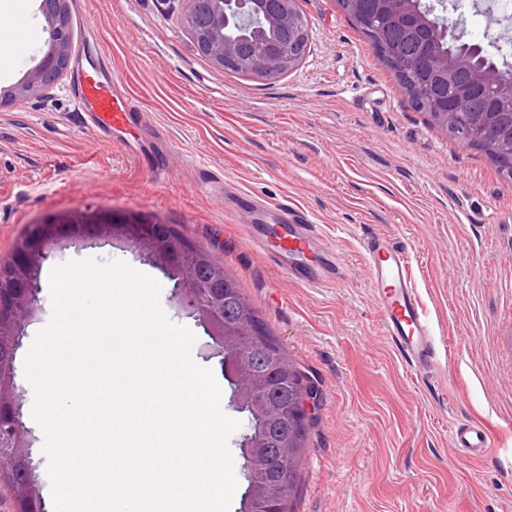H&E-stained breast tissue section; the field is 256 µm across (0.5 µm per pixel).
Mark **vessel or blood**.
<instances>
[{"instance_id": "b4317fda", "label": "vessel or blood", "mask_w": 512, "mask_h": 512, "mask_svg": "<svg viewBox=\"0 0 512 512\" xmlns=\"http://www.w3.org/2000/svg\"><path fill=\"white\" fill-rule=\"evenodd\" d=\"M119 73H85L74 97L75 111L86 114L103 136L122 131L134 121L139 108L122 92ZM267 224H248L246 243L260 251L288 277L305 284H317L339 276L336 255L325 246L316 225L297 206L284 204L270 213ZM362 250L372 279V297L383 329L401 357L417 371L434 366L433 327L421 307L417 288L402 246L390 237L371 234L363 238ZM452 445L468 449L471 456H483L491 438L477 424L457 426Z\"/></svg>"}]
</instances>
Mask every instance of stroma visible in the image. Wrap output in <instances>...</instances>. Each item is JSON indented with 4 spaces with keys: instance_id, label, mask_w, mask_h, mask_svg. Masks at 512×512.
I'll list each match as a JSON object with an SVG mask.
<instances>
[{
    "instance_id": "stroma-1",
    "label": "stroma",
    "mask_w": 512,
    "mask_h": 512,
    "mask_svg": "<svg viewBox=\"0 0 512 512\" xmlns=\"http://www.w3.org/2000/svg\"><path fill=\"white\" fill-rule=\"evenodd\" d=\"M309 31L301 63L272 81L215 68L183 23L187 0H72V66L44 94L0 108V261L35 225L92 221L111 236L41 264L40 305L16 354L15 393L47 512L54 507L44 434L32 417L24 363L49 321L50 273L68 262H124L152 276L168 317L196 336L223 410L240 422L212 358L206 326L173 298V283L123 224H176L223 261L286 357L321 402L302 450L290 512H512V179L490 155L461 145L418 111L395 72L339 0H298ZM448 17L490 57L512 61V23L476 0ZM27 20L0 87L19 82L45 48L38 0H0V21ZM118 70L160 130L168 168L135 150L134 126L101 138L74 112L81 63ZM305 210L343 277L317 287L288 279L244 243L245 214L222 185ZM406 250L438 339L437 367L419 375L401 358L372 298L361 240ZM494 441L480 459L453 448L462 423Z\"/></svg>"
}]
</instances>
